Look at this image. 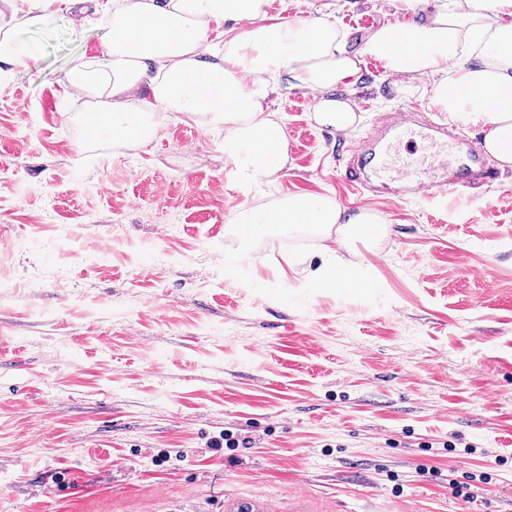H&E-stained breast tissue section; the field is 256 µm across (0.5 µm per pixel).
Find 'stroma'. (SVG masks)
<instances>
[{
  "instance_id": "stroma-1",
  "label": "stroma",
  "mask_w": 512,
  "mask_h": 512,
  "mask_svg": "<svg viewBox=\"0 0 512 512\" xmlns=\"http://www.w3.org/2000/svg\"><path fill=\"white\" fill-rule=\"evenodd\" d=\"M394 19L385 0L335 14L352 51ZM21 34L39 52L0 90V512H225L255 491L279 512H512L511 168L467 208L354 192L339 143L432 105L367 58L336 90L353 129L290 91L288 164L244 189L220 125L89 140L90 101L61 82L103 30L54 12ZM398 140L386 162L413 175L459 156ZM304 192L387 232L240 240L236 208ZM324 257L358 287L314 283Z\"/></svg>"
}]
</instances>
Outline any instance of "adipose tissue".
<instances>
[{
	"label": "adipose tissue",
	"mask_w": 512,
	"mask_h": 512,
	"mask_svg": "<svg viewBox=\"0 0 512 512\" xmlns=\"http://www.w3.org/2000/svg\"><path fill=\"white\" fill-rule=\"evenodd\" d=\"M403 17L369 32L349 51L323 9L274 18L267 0H0V86L30 68L38 48L19 36L50 10L103 24L100 57L75 59L62 86L98 100L90 139L113 148L146 146L171 114L203 117L224 127V156L245 185L272 177L288 163V134L273 95L316 94L318 124L345 131L356 116L336 99L364 58L394 75L417 78L450 121L479 126L483 144L512 168V0H402ZM247 239L273 231L336 230L339 247L375 236L382 219L346 215L332 197L291 194L271 205L236 209Z\"/></svg>",
	"instance_id": "ef3b65f1"
}]
</instances>
